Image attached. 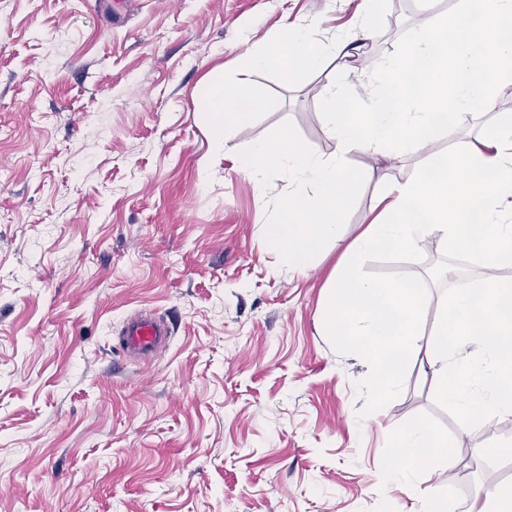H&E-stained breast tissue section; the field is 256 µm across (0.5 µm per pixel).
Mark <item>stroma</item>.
I'll list each match as a JSON object with an SVG mask.
<instances>
[{"instance_id": "obj_1", "label": "stroma", "mask_w": 512, "mask_h": 512, "mask_svg": "<svg viewBox=\"0 0 512 512\" xmlns=\"http://www.w3.org/2000/svg\"><path fill=\"white\" fill-rule=\"evenodd\" d=\"M113 2L0 0V512H424L432 495L468 512L512 487V415L462 427L428 366L445 287L483 266L431 280L437 236L421 260L365 263L427 278L430 304L400 395L362 415L370 367L319 322L342 248L288 270L265 240L284 181L238 171L286 120L333 156L327 84L342 72L360 88L404 30L456 0H382L367 53L289 75L248 57L285 18L360 37V0ZM213 79L269 103L227 143L196 97ZM348 160L378 173L350 242L422 159ZM136 312L172 329L144 363L118 339ZM413 420L448 451L405 488L386 463Z\"/></svg>"}]
</instances>
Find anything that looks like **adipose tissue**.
I'll use <instances>...</instances> for the list:
<instances>
[{"mask_svg":"<svg viewBox=\"0 0 512 512\" xmlns=\"http://www.w3.org/2000/svg\"><path fill=\"white\" fill-rule=\"evenodd\" d=\"M314 41V29L281 22L274 36L251 56L250 64L264 68L282 62L290 71L306 65L318 66L321 54L314 48ZM196 94L207 110L212 128L219 133H232L267 107L264 100L242 94L233 83L206 82L198 87ZM439 446L437 435L427 423L420 420L408 423L396 438V469L403 472L428 465Z\"/></svg>","mask_w":512,"mask_h":512,"instance_id":"ef3b65f1","label":"adipose tissue"}]
</instances>
